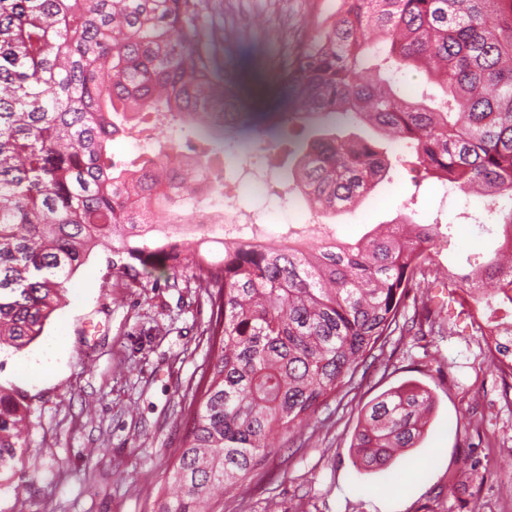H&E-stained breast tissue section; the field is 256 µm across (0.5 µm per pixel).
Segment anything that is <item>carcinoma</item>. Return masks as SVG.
<instances>
[{
	"mask_svg": "<svg viewBox=\"0 0 512 512\" xmlns=\"http://www.w3.org/2000/svg\"><path fill=\"white\" fill-rule=\"evenodd\" d=\"M390 44L372 51L373 37ZM203 0H0V347L40 336L93 249L112 268L188 272L208 292L211 357L157 512H221L220 493L251 482L318 409L358 385L368 358L400 328L414 289L466 296L456 317L485 337L489 362L512 378V254L443 273L432 266L451 225L401 214L351 241L226 244L198 217L197 172L168 167L182 139L156 130L194 114L199 157L224 140L213 113L237 111L239 81L215 53ZM414 68L447 99L434 109L395 84ZM276 86L301 135L291 172L299 197L334 216L390 180L392 162L488 198L512 227V0H337L336 10L280 61ZM367 125L376 135L349 132ZM138 131L158 150L117 159L112 140ZM185 207L171 210L169 190ZM170 211L154 224L151 209ZM432 394L408 382L363 407L351 450L383 468L420 442ZM30 410L0 391V475L21 469Z\"/></svg>",
	"mask_w": 512,
	"mask_h": 512,
	"instance_id": "cac0c4a2",
	"label": "carcinoma"
}]
</instances>
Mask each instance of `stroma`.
<instances>
[{
    "label": "stroma",
    "mask_w": 512,
    "mask_h": 512,
    "mask_svg": "<svg viewBox=\"0 0 512 512\" xmlns=\"http://www.w3.org/2000/svg\"><path fill=\"white\" fill-rule=\"evenodd\" d=\"M218 57L245 89L289 50L286 26L313 34L336 0H208ZM224 180L242 173L273 183L275 195H239L242 221L276 236L287 223L282 170L259 156L226 155ZM359 205L333 218L304 209L297 235L340 240L415 207L420 222L454 227L438 242L439 266L492 257L501 243L483 197L447 190L395 168ZM212 306L189 274L113 271L96 247L72 277L42 336L0 349V386L30 407L21 492L0 487V512H155L166 469L182 442L193 391L206 366ZM487 344L455 327L427 336H392L360 387L341 405L320 407L287 440L246 491H225L224 512H512V388L487 363ZM413 380L436 400L417 447L385 469L356 466L351 442L361 408Z\"/></svg>",
    "instance_id": "1"
}]
</instances>
